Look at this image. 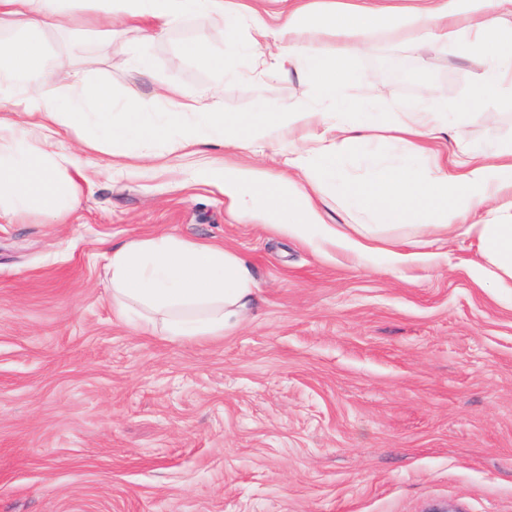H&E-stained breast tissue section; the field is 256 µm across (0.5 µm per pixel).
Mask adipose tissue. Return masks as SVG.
Listing matches in <instances>:
<instances>
[{"label":"adipose tissue","instance_id":"adipose-tissue-1","mask_svg":"<svg viewBox=\"0 0 512 512\" xmlns=\"http://www.w3.org/2000/svg\"><path fill=\"white\" fill-rule=\"evenodd\" d=\"M280 2L272 13L266 0H95L105 26L140 23L147 42L190 13L205 14L218 27L243 22L255 63L274 53L281 68L309 84L313 97L312 103L257 112L244 121L224 113L212 91L190 94L161 85L157 94L169 110L163 122L154 123L141 102L116 110L109 84L78 79L47 56L38 34L64 26L65 0H0V28L22 30L0 41V96L7 99L0 116V217L35 201L54 216L79 205L77 193L66 192L56 179L72 162L57 151L54 137L81 133L88 111L113 145L137 130L139 161L152 158L158 145L169 154L227 143L257 153L276 135L288 142L286 174L271 176L250 165L206 168L210 180L223 184L234 214L355 255L375 251L382 226L411 222L421 233H458L479 242L494 281L512 288V144L499 147L491 164L463 147L445 157L431 142L450 131L462 146L466 114L456 99L439 107L393 103L377 111L376 101L348 96L354 73L347 55L323 57L303 45L326 31L364 38L419 29L428 45L452 42L461 53H481L489 66L478 85L512 94V0H423L406 13L385 0ZM14 85L21 86V96L7 97ZM300 125L315 127V134L294 140ZM386 135L403 145V153L392 162H373L371 178L351 176L346 160ZM328 188L343 205L348 228L327 223L319 213L315 200ZM476 211L483 219L470 221ZM106 270L113 313L172 340L223 337L256 304L249 261L217 244L170 234L139 238L113 247Z\"/></svg>","mask_w":512,"mask_h":512}]
</instances>
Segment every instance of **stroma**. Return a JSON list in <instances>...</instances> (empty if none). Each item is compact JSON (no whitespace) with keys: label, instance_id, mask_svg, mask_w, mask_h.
<instances>
[{"label":"stroma","instance_id":"obj_1","mask_svg":"<svg viewBox=\"0 0 512 512\" xmlns=\"http://www.w3.org/2000/svg\"><path fill=\"white\" fill-rule=\"evenodd\" d=\"M90 0L47 55L110 84L116 101L154 82L217 88L224 110L309 99L275 60L255 65L208 18L188 15L144 45L126 27L87 32ZM206 39L227 75L185 55ZM311 53L348 54L357 99L468 102L485 60L376 33L359 48L324 34ZM401 80L364 81L379 61ZM471 147L512 141V97L493 91L465 124ZM63 149L89 172L81 205L0 219V512H512V291L483 270L474 239L378 230L358 264L231 213L195 158L141 165ZM170 233L244 255L257 309L220 339L143 334L112 312L103 254ZM438 264L388 270L383 250Z\"/></svg>","mask_w":512,"mask_h":512}]
</instances>
